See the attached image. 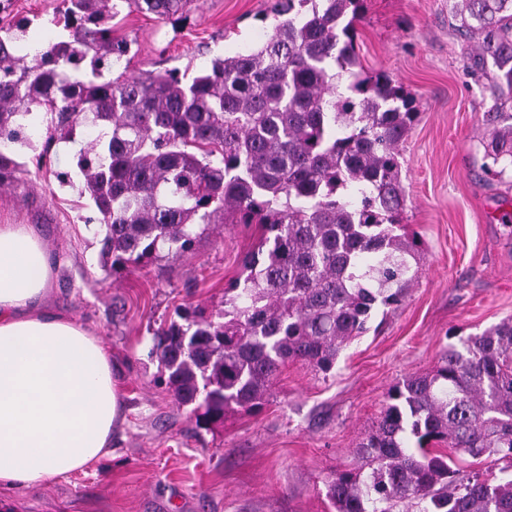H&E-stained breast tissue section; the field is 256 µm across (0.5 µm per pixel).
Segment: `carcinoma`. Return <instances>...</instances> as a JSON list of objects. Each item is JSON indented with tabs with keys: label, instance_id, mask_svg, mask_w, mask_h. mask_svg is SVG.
Segmentation results:
<instances>
[{
	"label": "carcinoma",
	"instance_id": "cac0c4a2",
	"mask_svg": "<svg viewBox=\"0 0 512 512\" xmlns=\"http://www.w3.org/2000/svg\"><path fill=\"white\" fill-rule=\"evenodd\" d=\"M191 2L61 0L53 22L69 38L32 66L0 37V187L18 186L11 145L29 141L27 121L41 116L39 168L78 126L98 130L77 168L112 273L189 251L210 224L261 228L224 308L195 307L155 333L168 391L208 428L258 410L290 361L328 373L377 307L403 301L418 270L399 223V157L416 113L389 75L357 71L363 0H275L272 33L255 48L192 76L104 79L129 50L109 24L121 6L163 20ZM452 12L475 41L468 74L511 95L512 0H454ZM486 121L495 132L485 157L502 175L512 113L495 104ZM356 453L357 468L326 482L335 512H512V477L463 482L452 467L459 454L512 459V317L390 388Z\"/></svg>",
	"mask_w": 512,
	"mask_h": 512
}]
</instances>
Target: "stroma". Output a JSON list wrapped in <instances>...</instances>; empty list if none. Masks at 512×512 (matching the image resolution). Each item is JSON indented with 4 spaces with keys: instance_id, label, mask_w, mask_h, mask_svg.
<instances>
[{
    "instance_id": "35a3bbf8",
    "label": "stroma",
    "mask_w": 512,
    "mask_h": 512,
    "mask_svg": "<svg viewBox=\"0 0 512 512\" xmlns=\"http://www.w3.org/2000/svg\"><path fill=\"white\" fill-rule=\"evenodd\" d=\"M61 0H11L24 62L68 32L53 22ZM268 0H193L159 20L118 17L129 72H196L218 54L256 47L271 32ZM363 70L385 71L414 99L417 119L401 146L406 205L400 216L419 249V274L400 305L379 308L369 330L326 374L285 364L263 408L199 428L175 404L151 356L153 332L188 306L218 309L258 242L254 224H212L194 248L112 274L100 256L98 214L81 197L76 154L57 144L39 171L40 144H13L24 167L0 192V224L35 225L62 259L56 309L101 336L119 376L124 421L97 465L24 493H0L10 512H334L326 482L356 467L388 389L429 371L448 345L512 316V229L490 221L512 209V175L485 170L494 103L489 80L465 70L466 44L448 0H365L356 24Z\"/></svg>"
}]
</instances>
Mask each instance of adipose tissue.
<instances>
[{"label":"adipose tissue","mask_w":512,"mask_h":512,"mask_svg":"<svg viewBox=\"0 0 512 512\" xmlns=\"http://www.w3.org/2000/svg\"><path fill=\"white\" fill-rule=\"evenodd\" d=\"M59 266L32 225L0 224V488L99 462L122 417L101 339L52 305Z\"/></svg>","instance_id":"adipose-tissue-1"}]
</instances>
